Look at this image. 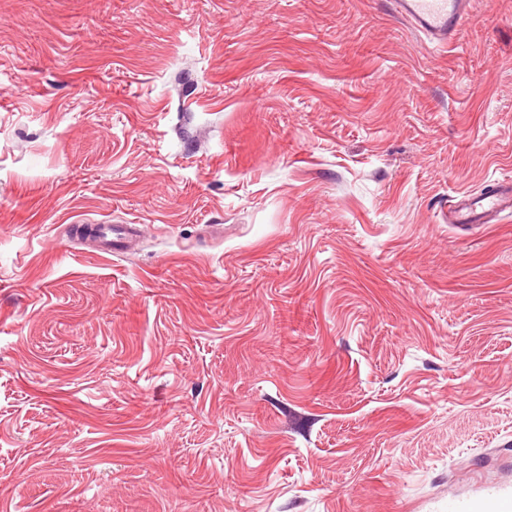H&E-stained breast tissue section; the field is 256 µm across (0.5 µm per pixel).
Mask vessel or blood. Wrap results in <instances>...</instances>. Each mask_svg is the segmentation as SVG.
<instances>
[{
    "mask_svg": "<svg viewBox=\"0 0 512 512\" xmlns=\"http://www.w3.org/2000/svg\"><path fill=\"white\" fill-rule=\"evenodd\" d=\"M396 13L434 45L451 43L470 17L471 0H391ZM512 210V184L501 183L493 190L466 195L450 205L448 221L452 224H484L490 218ZM140 224L106 225L101 229L100 251L105 255L129 253L142 237ZM448 512H512V491L498 489L468 499L449 498Z\"/></svg>",
    "mask_w": 512,
    "mask_h": 512,
    "instance_id": "obj_1",
    "label": "vessel or blood"
}]
</instances>
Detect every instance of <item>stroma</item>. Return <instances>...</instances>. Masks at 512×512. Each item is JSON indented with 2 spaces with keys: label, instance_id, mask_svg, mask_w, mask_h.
<instances>
[{
  "label": "stroma",
  "instance_id": "obj_1",
  "mask_svg": "<svg viewBox=\"0 0 512 512\" xmlns=\"http://www.w3.org/2000/svg\"><path fill=\"white\" fill-rule=\"evenodd\" d=\"M507 178L512 0H0V512L511 490ZM395 12L436 46H447L472 16L471 0H390ZM512 210V184L499 183L477 196L464 195L449 206L448 224H486L490 218ZM143 226V224L103 225L100 252L110 256L129 253L136 241L143 237Z\"/></svg>",
  "mask_w": 512,
  "mask_h": 512
}]
</instances>
